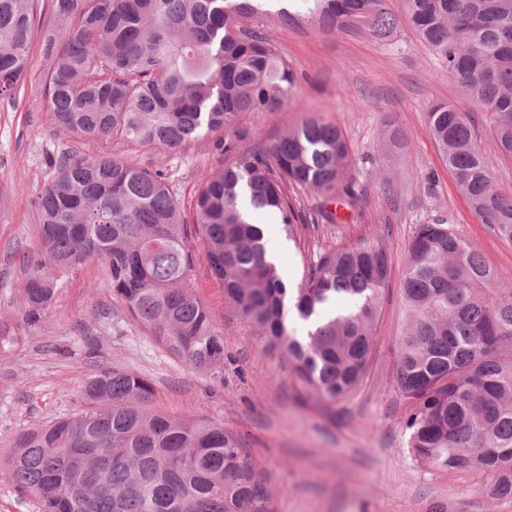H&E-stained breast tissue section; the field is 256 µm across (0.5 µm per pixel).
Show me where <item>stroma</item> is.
Masks as SVG:
<instances>
[{"label": "stroma", "instance_id": "35a3bbf8", "mask_svg": "<svg viewBox=\"0 0 512 512\" xmlns=\"http://www.w3.org/2000/svg\"><path fill=\"white\" fill-rule=\"evenodd\" d=\"M294 0H271L259 30L296 76L276 111L243 118L251 144L267 145L302 121L321 118L345 134L355 161L356 205L336 202L335 225L271 226L269 248L290 285L323 253L378 241L390 273L378 299L367 371L346 398L327 406L305 394L282 355L238 316L210 268L205 247L190 236L191 285L224 338V362L201 371L156 344L112 296L104 261L59 276L52 306L29 322L22 298L27 261L40 248L34 200L66 152L109 154L166 171L192 219L203 176L227 161L223 132L171 151L107 138L87 142L51 124L43 79L42 34L59 27L52 0H37L25 84L0 98V460L20 431L83 411L86 382L122 368L149 379V409L206 419L240 436L251 463L266 473L276 512H512L511 499L491 498L473 473H448L411 454L409 406L396 385L394 356L405 330L401 286L417 225L446 219L502 279L512 281V240L480 223L444 165L427 126V107L449 102L467 112L493 158L499 190L512 195V160L499 157L488 116L470 105L445 68L410 28L386 39L337 34L277 18ZM434 174L435 187L426 176Z\"/></svg>", "mask_w": 512, "mask_h": 512}]
</instances>
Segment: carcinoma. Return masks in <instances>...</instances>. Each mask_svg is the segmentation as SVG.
Listing matches in <instances>:
<instances>
[{
	"instance_id": "cac0c4a2",
	"label": "carcinoma",
	"mask_w": 512,
	"mask_h": 512,
	"mask_svg": "<svg viewBox=\"0 0 512 512\" xmlns=\"http://www.w3.org/2000/svg\"><path fill=\"white\" fill-rule=\"evenodd\" d=\"M339 33L387 36L404 24L433 50L465 98L491 118L499 155L512 158V0H304ZM71 23L43 34L52 125L81 140L107 137L179 148L226 129L224 170L203 179L193 223L212 272L239 317L281 352L296 379L334 404L359 385L372 353L378 297L389 275L375 241L319 256L295 288L268 261L256 211L296 224H334L328 204L354 205V161L336 125L308 119L268 147L243 146L239 119L280 107L293 71L247 20L257 0H53ZM33 0H0V96L29 69ZM442 160L478 220L512 240V196L467 113L427 112ZM35 200L41 248L22 292L42 317L57 277L92 258L112 294L153 339L197 369L224 361V341L190 287L187 223L169 177L112 158L66 155ZM322 199L296 209L288 185ZM437 218L416 226L402 284L407 330L396 382L411 412L409 448L436 470L477 473L493 498H512V288ZM309 326L294 336L288 316ZM143 376L112 369L89 380L86 409L20 432L0 472L39 512H275L265 475L224 426L151 412Z\"/></svg>"
}]
</instances>
